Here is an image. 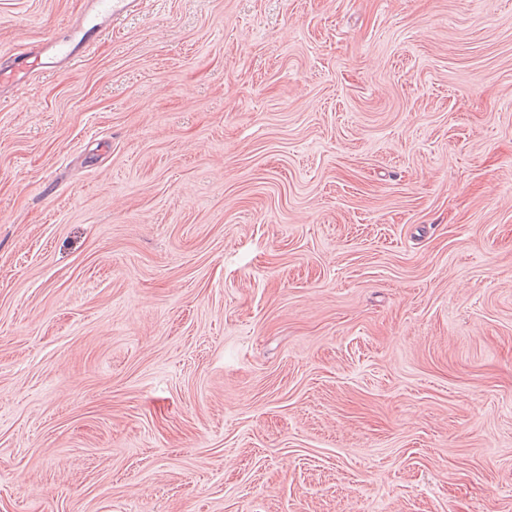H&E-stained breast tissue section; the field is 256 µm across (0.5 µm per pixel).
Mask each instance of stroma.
<instances>
[{
    "label": "stroma",
    "mask_w": 512,
    "mask_h": 512,
    "mask_svg": "<svg viewBox=\"0 0 512 512\" xmlns=\"http://www.w3.org/2000/svg\"><path fill=\"white\" fill-rule=\"evenodd\" d=\"M0 512H512V0H140L1 86Z\"/></svg>",
    "instance_id": "stroma-1"
}]
</instances>
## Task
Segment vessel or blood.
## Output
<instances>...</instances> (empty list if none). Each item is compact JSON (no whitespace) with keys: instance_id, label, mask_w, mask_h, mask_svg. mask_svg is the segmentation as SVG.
Masks as SVG:
<instances>
[{"instance_id":"vessel-or-blood-1","label":"vessel or blood","mask_w":512,"mask_h":512,"mask_svg":"<svg viewBox=\"0 0 512 512\" xmlns=\"http://www.w3.org/2000/svg\"><path fill=\"white\" fill-rule=\"evenodd\" d=\"M135 2L136 0H94V10L87 13L78 29V38L44 41L38 51L0 65V82L18 81L29 72L44 68L45 59L49 56L75 61L81 48L88 45L92 35L101 25L115 23Z\"/></svg>"}]
</instances>
